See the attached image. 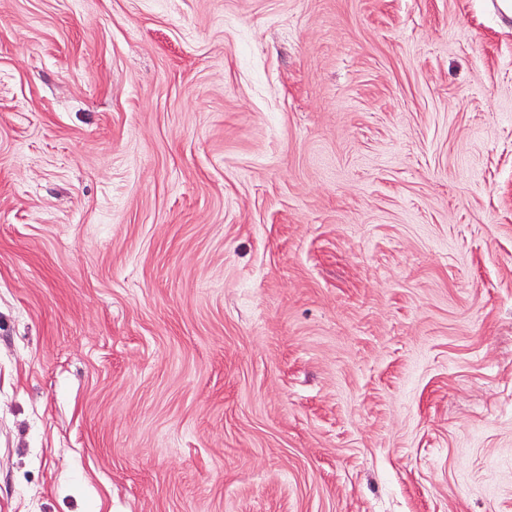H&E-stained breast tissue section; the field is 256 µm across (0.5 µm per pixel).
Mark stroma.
Returning <instances> with one entry per match:
<instances>
[{"label": "stroma", "instance_id": "35a3bbf8", "mask_svg": "<svg viewBox=\"0 0 512 512\" xmlns=\"http://www.w3.org/2000/svg\"><path fill=\"white\" fill-rule=\"evenodd\" d=\"M0 512H512V21L0 0Z\"/></svg>", "mask_w": 512, "mask_h": 512}]
</instances>
